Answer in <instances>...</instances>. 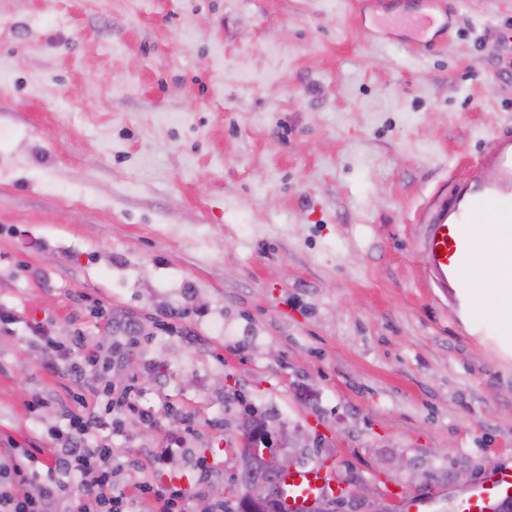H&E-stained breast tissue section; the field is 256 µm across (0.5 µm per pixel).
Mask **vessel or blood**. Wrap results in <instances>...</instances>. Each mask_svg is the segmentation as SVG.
<instances>
[{
  "instance_id": "b4317fda",
  "label": "vessel or blood",
  "mask_w": 512,
  "mask_h": 512,
  "mask_svg": "<svg viewBox=\"0 0 512 512\" xmlns=\"http://www.w3.org/2000/svg\"><path fill=\"white\" fill-rule=\"evenodd\" d=\"M382 25L426 33L440 27L429 13L407 12L382 18ZM483 176L455 183L450 196H433L423 213L425 233L419 242L433 287L439 288L463 316L471 335L498 336L497 348L512 354V322L488 327L469 297L475 286L472 270L477 253L488 260L512 251V138H499L482 158ZM496 224L497 241L482 244L478 227ZM333 471L312 465L289 473L280 494L294 505H305L325 493H335ZM512 503V471L494 468L459 503V512H499Z\"/></svg>"
}]
</instances>
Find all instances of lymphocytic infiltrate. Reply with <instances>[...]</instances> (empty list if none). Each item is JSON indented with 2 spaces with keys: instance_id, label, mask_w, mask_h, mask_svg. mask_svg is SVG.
<instances>
[{
  "instance_id": "lymphocytic-infiltrate-1",
  "label": "lymphocytic infiltrate",
  "mask_w": 512,
  "mask_h": 512,
  "mask_svg": "<svg viewBox=\"0 0 512 512\" xmlns=\"http://www.w3.org/2000/svg\"><path fill=\"white\" fill-rule=\"evenodd\" d=\"M29 330L33 340L49 349L50 369L66 370L76 387L84 388L86 368L94 363L82 352L84 337L67 345L57 341L43 324L30 325ZM98 394L102 410L68 412L64 424L51 430L55 468L65 474V482L37 479L28 467L35 454L18 449L15 463L0 466V512H137L146 501L154 503L156 512H188L187 491L175 483H139L130 494L116 488L118 469L112 464L115 425L105 415L114 408L131 406L135 394L130 391L116 400L107 387Z\"/></svg>"
}]
</instances>
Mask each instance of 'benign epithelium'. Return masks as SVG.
Wrapping results in <instances>:
<instances>
[{
  "label": "benign epithelium",
  "instance_id": "obj_1",
  "mask_svg": "<svg viewBox=\"0 0 512 512\" xmlns=\"http://www.w3.org/2000/svg\"><path fill=\"white\" fill-rule=\"evenodd\" d=\"M238 432L243 445L236 460V469L251 468L261 463L266 470L281 476L288 470L302 466V453L297 451L298 436L291 433L287 426L257 411L245 410L240 414ZM290 452H284V449ZM346 494L341 499L324 495L310 503L311 512H339V509L353 504H363L367 500L364 495V483L354 484L343 481ZM218 498L243 499L250 504L261 507L269 506L270 512H278V488L264 482L249 485L239 483L224 486Z\"/></svg>",
  "mask_w": 512,
  "mask_h": 512
}]
</instances>
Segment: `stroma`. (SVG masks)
Returning <instances> with one entry per match:
<instances>
[{
	"instance_id": "stroma-1",
	"label": "stroma",
	"mask_w": 512,
	"mask_h": 512,
	"mask_svg": "<svg viewBox=\"0 0 512 512\" xmlns=\"http://www.w3.org/2000/svg\"><path fill=\"white\" fill-rule=\"evenodd\" d=\"M355 2L0 0V449L47 471L71 406L38 322L169 407L112 455L190 512L247 404L397 512L512 469V359L430 287L418 216L512 136V0H447L421 53L369 21L405 0Z\"/></svg>"
}]
</instances>
